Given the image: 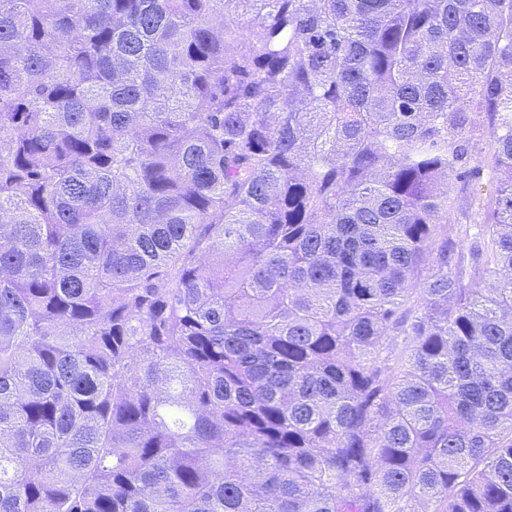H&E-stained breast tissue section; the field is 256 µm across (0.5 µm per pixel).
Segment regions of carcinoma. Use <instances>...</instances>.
Masks as SVG:
<instances>
[{"label":"carcinoma","instance_id":"1","mask_svg":"<svg viewBox=\"0 0 512 512\" xmlns=\"http://www.w3.org/2000/svg\"><path fill=\"white\" fill-rule=\"evenodd\" d=\"M0 512H512V0H0Z\"/></svg>","mask_w":512,"mask_h":512}]
</instances>
